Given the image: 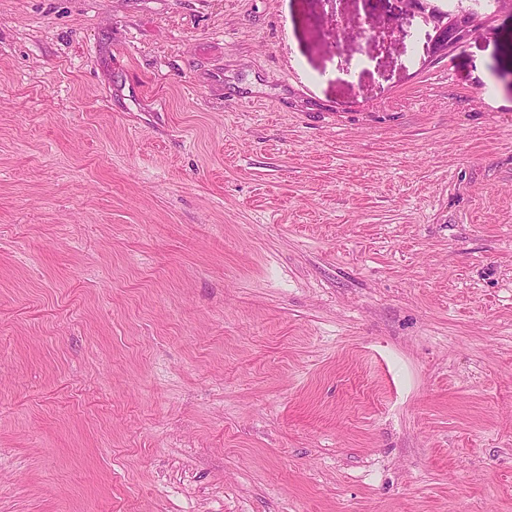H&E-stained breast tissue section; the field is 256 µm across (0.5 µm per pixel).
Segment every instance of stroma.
I'll return each mask as SVG.
<instances>
[{"instance_id":"obj_1","label":"stroma","mask_w":512,"mask_h":512,"mask_svg":"<svg viewBox=\"0 0 512 512\" xmlns=\"http://www.w3.org/2000/svg\"><path fill=\"white\" fill-rule=\"evenodd\" d=\"M0 0V512H512V13ZM460 0L451 11L435 6L432 0H396L401 4L396 20L402 25L411 17H419L425 26H431V38L435 52H447L448 47L461 44L467 37L480 30L487 15L475 10L472 5H463Z\"/></svg>"}]
</instances>
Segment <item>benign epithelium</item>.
<instances>
[{
	"instance_id": "7a95c632",
	"label": "benign epithelium",
	"mask_w": 512,
	"mask_h": 512,
	"mask_svg": "<svg viewBox=\"0 0 512 512\" xmlns=\"http://www.w3.org/2000/svg\"><path fill=\"white\" fill-rule=\"evenodd\" d=\"M400 4L396 20L404 23L410 18L419 17L424 25L432 27L433 49L446 52L451 46L461 44L467 37L481 29L487 15L470 5L458 3L451 11L443 10L432 0H396Z\"/></svg>"
}]
</instances>
